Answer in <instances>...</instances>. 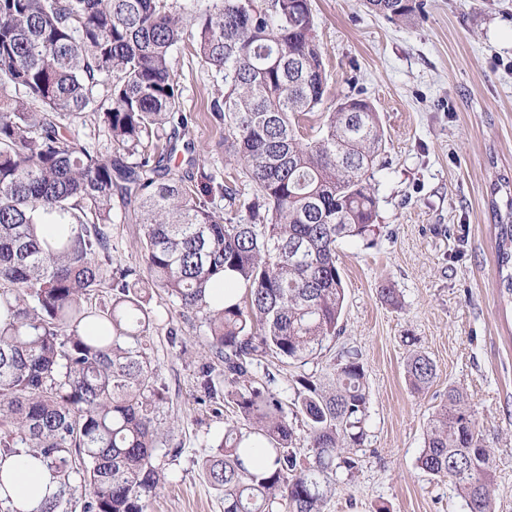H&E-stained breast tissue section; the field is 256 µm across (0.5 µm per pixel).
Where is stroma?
<instances>
[{
    "instance_id": "stroma-1",
    "label": "stroma",
    "mask_w": 512,
    "mask_h": 512,
    "mask_svg": "<svg viewBox=\"0 0 512 512\" xmlns=\"http://www.w3.org/2000/svg\"><path fill=\"white\" fill-rule=\"evenodd\" d=\"M414 19H388L363 0H312L328 97L368 99L389 149L374 173L379 230L371 242L336 246L345 301L340 333L307 364H269L284 401L303 374L329 376L341 353L361 354L370 391L366 439L349 449L325 512H466L448 482L420 471L427 422L449 387L464 390L495 461L496 512H512V295L500 286L496 227L512 224V0H425ZM185 137L205 159L199 197L214 210L226 156L210 112V68L175 49ZM141 227L115 212L112 260L141 267ZM395 288L393 308L380 297ZM147 339L164 393L158 418L181 454L147 512H224L198 462L234 419L232 405L204 397L198 364L208 349L166 295L154 297ZM177 336H170V329ZM428 355L437 376L411 390L404 365Z\"/></svg>"
}]
</instances>
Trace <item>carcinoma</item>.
Masks as SVG:
<instances>
[{"label":"carcinoma","instance_id":"carcinoma-1","mask_svg":"<svg viewBox=\"0 0 512 512\" xmlns=\"http://www.w3.org/2000/svg\"><path fill=\"white\" fill-rule=\"evenodd\" d=\"M407 19L424 0H365ZM174 0H0V455L25 449L58 482L38 512H147L166 482L155 411L162 395L146 353L153 294L164 292L209 336L204 396L236 418L200 459L224 512H323L345 449L363 444L370 395L348 349L330 387L295 379L291 403L264 363H304L339 334L344 303L336 245L377 231L374 168L386 137L372 105L345 97L318 137L302 120L324 103L327 75L311 0H212L184 24ZM224 83L211 102L219 145L251 184L224 185L211 210L193 176L171 167L188 127L172 64L180 44ZM103 125L112 152L73 130ZM141 225L146 275L112 267L114 206ZM75 225L48 242L46 214ZM499 269H512V224L497 225ZM232 273L240 293H206ZM112 290V301L93 297ZM406 377L427 390L436 366L411 355ZM302 431L309 455L296 442ZM254 437L269 459L250 465ZM417 468L447 481L467 512H495L493 456L466 393L448 388L428 421Z\"/></svg>","mask_w":512,"mask_h":512}]
</instances>
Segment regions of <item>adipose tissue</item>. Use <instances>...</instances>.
Here are the masks:
<instances>
[{
    "instance_id": "obj_1",
    "label": "adipose tissue",
    "mask_w": 512,
    "mask_h": 512,
    "mask_svg": "<svg viewBox=\"0 0 512 512\" xmlns=\"http://www.w3.org/2000/svg\"><path fill=\"white\" fill-rule=\"evenodd\" d=\"M54 491V483L38 461L13 455L0 459V497L10 499L21 512H35Z\"/></svg>"
}]
</instances>
